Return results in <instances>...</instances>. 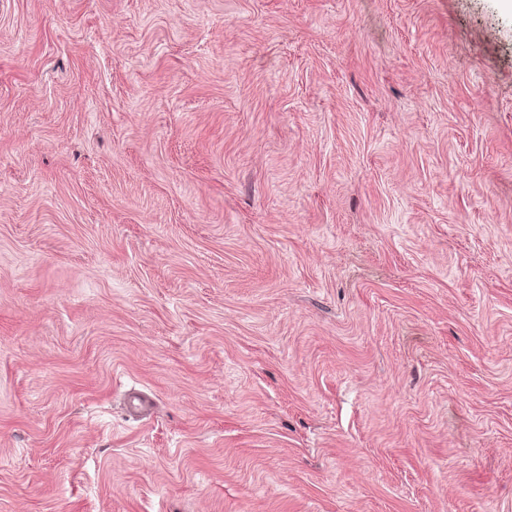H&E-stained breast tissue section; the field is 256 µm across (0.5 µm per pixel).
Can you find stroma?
I'll return each instance as SVG.
<instances>
[{"label": "stroma", "mask_w": 512, "mask_h": 512, "mask_svg": "<svg viewBox=\"0 0 512 512\" xmlns=\"http://www.w3.org/2000/svg\"><path fill=\"white\" fill-rule=\"evenodd\" d=\"M0 512H512L501 0H0Z\"/></svg>", "instance_id": "35a3bbf8"}]
</instances>
